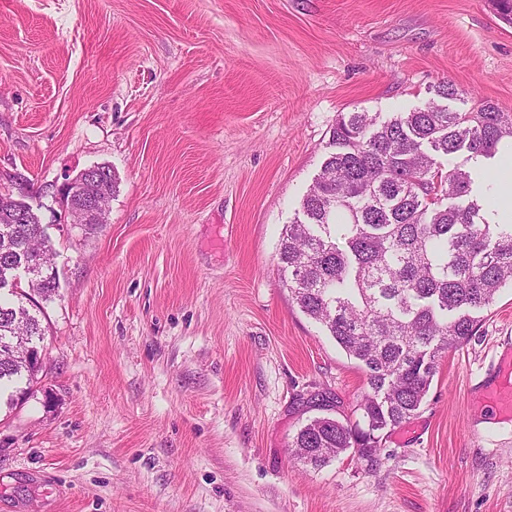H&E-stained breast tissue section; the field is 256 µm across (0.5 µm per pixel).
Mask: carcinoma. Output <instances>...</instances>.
Here are the masks:
<instances>
[{"instance_id": "cac0c4a2", "label": "carcinoma", "mask_w": 512, "mask_h": 512, "mask_svg": "<svg viewBox=\"0 0 512 512\" xmlns=\"http://www.w3.org/2000/svg\"><path fill=\"white\" fill-rule=\"evenodd\" d=\"M435 97L388 119L342 112L331 147L299 216L284 226L277 253L293 300L347 356L358 361L368 390L363 424L318 417L293 438V456L320 468L348 449L377 460L383 431L420 408L438 364L477 327L476 313L512 286V224H490L473 198L472 173L443 171L440 157L494 158L512 142V115L489 101L453 112L441 101L459 95L446 80ZM23 210L28 222L16 224ZM53 254L33 207L0 204V405L32 396L41 365L21 351L42 352V303L59 277L32 275L28 289L2 284L18 261Z\"/></svg>"}]
</instances>
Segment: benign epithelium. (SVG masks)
Instances as JSON below:
<instances>
[{"label":"benign epithelium","instance_id":"obj_1","mask_svg":"<svg viewBox=\"0 0 512 512\" xmlns=\"http://www.w3.org/2000/svg\"><path fill=\"white\" fill-rule=\"evenodd\" d=\"M110 179L96 167H90L62 184L60 195L71 223L79 226L106 223L102 196L110 193Z\"/></svg>","mask_w":512,"mask_h":512}]
</instances>
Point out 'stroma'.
Instances as JSON below:
<instances>
[{
    "label": "stroma",
    "mask_w": 512,
    "mask_h": 512,
    "mask_svg": "<svg viewBox=\"0 0 512 512\" xmlns=\"http://www.w3.org/2000/svg\"><path fill=\"white\" fill-rule=\"evenodd\" d=\"M512 113L491 0H0V194L31 204L59 293L34 396L0 413V512H512V421L475 397L512 350V290L442 358L376 463L291 443L360 421L353 359L293 301L279 237L339 113ZM512 146L473 165L489 223ZM106 221L59 189L95 166Z\"/></svg>",
    "instance_id": "35a3bbf8"
}]
</instances>
